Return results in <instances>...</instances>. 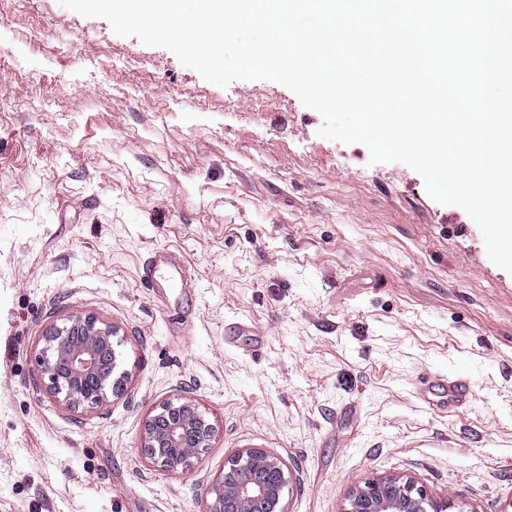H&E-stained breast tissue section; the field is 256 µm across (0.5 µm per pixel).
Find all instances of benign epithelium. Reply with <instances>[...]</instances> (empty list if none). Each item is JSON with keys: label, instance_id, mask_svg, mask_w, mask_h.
<instances>
[{"label": "benign epithelium", "instance_id": "7a95c632", "mask_svg": "<svg viewBox=\"0 0 512 512\" xmlns=\"http://www.w3.org/2000/svg\"><path fill=\"white\" fill-rule=\"evenodd\" d=\"M116 332L90 314L71 316L46 335L41 371L47 388L73 407L104 399L111 375L108 361ZM213 436V426L189 398L170 400L145 426L143 454L176 472L196 457ZM291 482L286 464L259 448H245L227 460L206 491L205 512H286ZM345 512H440L422 487L410 479L386 476L355 489Z\"/></svg>", "mask_w": 512, "mask_h": 512}]
</instances>
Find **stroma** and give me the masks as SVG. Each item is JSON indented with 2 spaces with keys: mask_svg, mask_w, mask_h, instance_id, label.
<instances>
[{
  "mask_svg": "<svg viewBox=\"0 0 512 512\" xmlns=\"http://www.w3.org/2000/svg\"><path fill=\"white\" fill-rule=\"evenodd\" d=\"M322 125L280 83L222 88L105 18L0 0V512H203L244 448L292 471L287 512L390 475L512 512V274L462 207ZM154 249L191 284L144 288ZM88 313L121 387L74 409L40 357ZM439 374L465 407L420 403ZM181 396L214 433L169 472L140 447Z\"/></svg>",
  "mask_w": 512,
  "mask_h": 512,
  "instance_id": "stroma-1",
  "label": "stroma"
}]
</instances>
